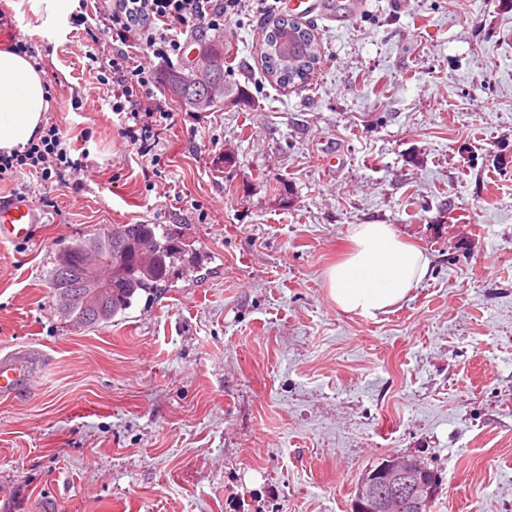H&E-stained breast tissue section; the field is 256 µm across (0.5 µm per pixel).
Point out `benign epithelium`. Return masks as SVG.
<instances>
[{
    "label": "benign epithelium",
    "instance_id": "benign-epithelium-1",
    "mask_svg": "<svg viewBox=\"0 0 512 512\" xmlns=\"http://www.w3.org/2000/svg\"><path fill=\"white\" fill-rule=\"evenodd\" d=\"M436 474L414 459L397 457L372 470L359 485L357 512H422Z\"/></svg>",
    "mask_w": 512,
    "mask_h": 512
}]
</instances>
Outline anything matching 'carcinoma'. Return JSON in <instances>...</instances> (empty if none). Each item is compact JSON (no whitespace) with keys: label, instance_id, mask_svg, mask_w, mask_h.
Instances as JSON below:
<instances>
[{"label":"carcinoma","instance_id":"obj_1","mask_svg":"<svg viewBox=\"0 0 512 512\" xmlns=\"http://www.w3.org/2000/svg\"><path fill=\"white\" fill-rule=\"evenodd\" d=\"M288 27V20L278 19L267 39L264 40L262 63L266 75L281 86L305 82L320 58V46L310 29H305L301 41L302 60L294 67H287L266 50L272 39ZM201 51L215 62L213 70L201 77L185 69L172 70L165 77V86L184 105L195 108V102L207 97L213 81L231 86L230 76L235 66L229 51L222 43H209ZM154 241L155 258L151 266L139 262L141 246ZM186 244L169 224H114L112 230L82 235L74 238L64 249L55 254L50 270V284L55 292L60 316L80 328H97L131 307L135 295L143 292L155 296L166 282L171 259L185 251ZM97 255L109 260L103 265L112 279V293L104 295L101 283L95 281L87 258Z\"/></svg>","mask_w":512,"mask_h":512}]
</instances>
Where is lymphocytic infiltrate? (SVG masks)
I'll return each mask as SVG.
<instances>
[{"instance_id": "obj_1", "label": "lymphocytic infiltrate", "mask_w": 512, "mask_h": 512, "mask_svg": "<svg viewBox=\"0 0 512 512\" xmlns=\"http://www.w3.org/2000/svg\"><path fill=\"white\" fill-rule=\"evenodd\" d=\"M267 0H96V7L106 22V31L119 42L112 58L113 111L125 113L129 124L122 134L130 143H142L143 153H150L153 119L174 121L175 113L156 92L157 76L153 69L131 66L134 48L151 51L158 59L178 54L180 33L204 25L216 30L226 19L250 5ZM81 164L67 156L63 134L50 126L45 135L19 153H0V181H10L20 171L38 175L41 180L56 179L58 186L69 187V172H80Z\"/></svg>"}]
</instances>
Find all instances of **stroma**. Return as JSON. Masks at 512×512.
<instances>
[{
	"label": "stroma",
	"instance_id": "obj_1",
	"mask_svg": "<svg viewBox=\"0 0 512 512\" xmlns=\"http://www.w3.org/2000/svg\"><path fill=\"white\" fill-rule=\"evenodd\" d=\"M313 0L305 84L261 66L273 17L187 30L235 53L231 102L162 127L156 169L121 135L115 46L81 0H0V50L33 56L79 190L31 174L34 240L0 244V356L38 380L0 397L9 512H351L388 457L440 485L432 512H512V0ZM179 224L201 265L125 316H59L51 258L112 224ZM355 224L431 262L375 320L325 272Z\"/></svg>",
	"mask_w": 512,
	"mask_h": 512
}]
</instances>
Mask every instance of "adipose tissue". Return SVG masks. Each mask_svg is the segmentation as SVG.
<instances>
[{"label":"adipose tissue","mask_w":512,"mask_h":512,"mask_svg":"<svg viewBox=\"0 0 512 512\" xmlns=\"http://www.w3.org/2000/svg\"><path fill=\"white\" fill-rule=\"evenodd\" d=\"M49 107L35 59L0 50V151L23 150L38 138ZM349 237V254L326 272L328 297L343 313H388L429 271L428 258L392 225L356 224Z\"/></svg>","instance_id":"adipose-tissue-1"}]
</instances>
